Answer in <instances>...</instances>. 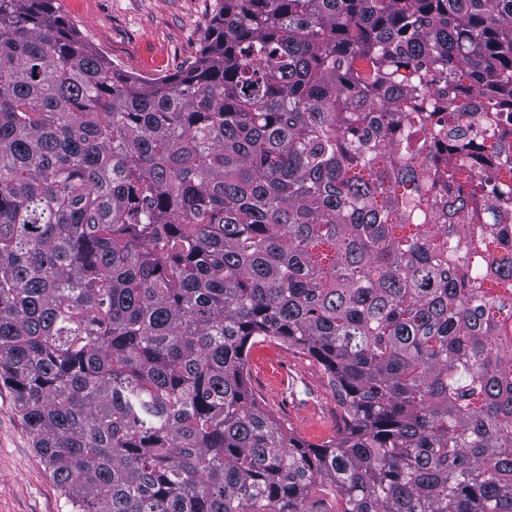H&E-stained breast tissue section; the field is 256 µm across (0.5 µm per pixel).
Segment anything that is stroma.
Listing matches in <instances>:
<instances>
[{
    "mask_svg": "<svg viewBox=\"0 0 512 512\" xmlns=\"http://www.w3.org/2000/svg\"><path fill=\"white\" fill-rule=\"evenodd\" d=\"M216 0H56L59 12L81 37L126 74L142 77L174 75L197 57L212 25ZM250 370L299 365L297 406L281 412L279 380L253 381L272 410L303 440L318 442L341 425L336 394L321 366L281 346L251 349ZM0 512H69L43 460L12 393L0 387Z\"/></svg>",
    "mask_w": 512,
    "mask_h": 512,
    "instance_id": "stroma-1",
    "label": "stroma"
}]
</instances>
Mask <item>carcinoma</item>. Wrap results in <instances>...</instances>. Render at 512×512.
Returning a JSON list of instances; mask_svg holds the SVG:
<instances>
[{"mask_svg": "<svg viewBox=\"0 0 512 512\" xmlns=\"http://www.w3.org/2000/svg\"><path fill=\"white\" fill-rule=\"evenodd\" d=\"M53 2L0 0V384L70 512H512V0H216L155 78ZM248 360L253 388L263 396L267 407L272 409L301 439L313 443L319 442L330 436L342 424L336 394L328 384L321 366L313 358L293 354L278 345L264 344L252 348ZM287 362L301 367L302 374L296 383L297 398L321 403L324 416L318 423L303 425L306 409L302 405L288 408V413L280 407L278 403L279 372ZM263 365L270 367L276 365L277 376L265 378L260 382L256 377L257 368Z\"/></svg>", "mask_w": 512, "mask_h": 512, "instance_id": "cac0c4a2", "label": "carcinoma"}]
</instances>
